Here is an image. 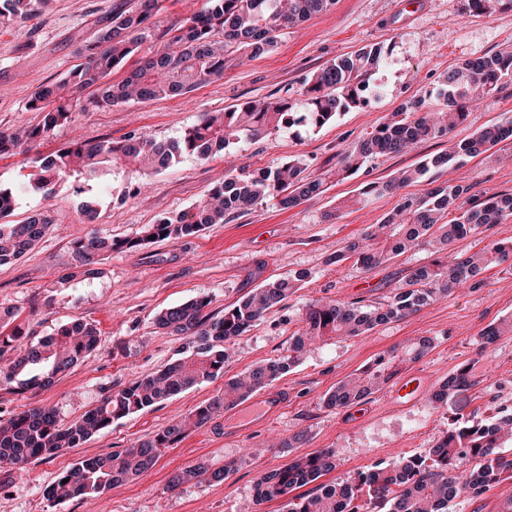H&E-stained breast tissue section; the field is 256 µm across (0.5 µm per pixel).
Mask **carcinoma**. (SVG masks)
Segmentation results:
<instances>
[{"label":"carcinoma","instance_id":"carcinoma-1","mask_svg":"<svg viewBox=\"0 0 512 512\" xmlns=\"http://www.w3.org/2000/svg\"><path fill=\"white\" fill-rule=\"evenodd\" d=\"M49 2L0 0V26L27 19ZM333 2L207 0L201 12L166 30L168 39L163 48L145 51L141 46L149 36L150 20L158 11L159 0H137L129 10L111 12L103 17L92 39L80 44L79 54L85 62L32 94L35 105L31 109L39 113L38 122L0 131V157L26 153L50 139L57 129L71 122L77 109L84 108V93L90 88L94 89L91 103L98 108L183 96L211 79L223 77L224 71L234 67L241 56H256L274 47L281 30L326 11ZM139 52L142 56L138 66L120 83H112V71ZM387 55L384 46L377 44L329 62L307 81L303 112L294 111V104L286 98L251 101L208 113L176 138L159 140L133 133L121 141L71 143L35 158L29 185L46 199L53 197L58 185H71L81 196L80 220L93 224L99 206L97 194L92 192L93 183L103 178L117 179L127 170L147 177L187 158L207 160L231 144L251 143L283 129L284 119L290 115L296 117L298 125L322 127L341 112L361 106L358 83L371 79ZM511 85L512 45L448 71L437 92V97L444 99L443 109L425 111L424 102L419 99L388 113L336 169L313 177L306 173L300 160L288 159L262 169L257 176L249 166H240L189 210L160 218L136 238L114 239L93 233L76 241L75 267L85 278H94L100 274L104 256L112 252L147 244L151 236L156 240L194 236L270 196L278 198L282 208H294L324 193L332 175L348 178L371 159L405 153L421 141L449 134L470 113L489 106ZM508 139L512 140V120L482 127L471 138L452 144L447 152L412 170L399 172L385 184H365L362 193L398 191L431 167L475 157ZM470 190L471 187L450 180L430 189L421 199L404 200L384 223L374 224L349 240L330 262L352 259L367 270L433 240L447 247L512 217V193L494 194L481 201L470 195ZM15 201L16 190L0 185V264L36 249L54 224V217L44 211L33 213L21 224L6 221ZM511 258L512 245L492 243L471 254L450 255L414 268L405 286L378 306L360 300L309 302L299 313L302 329L293 336L287 355L256 365L242 378L225 381L222 393L199 406L187 419L168 425L134 447L73 463L47 485V499L62 504L100 494L139 477L155 466L162 449L175 447L192 429L237 407L288 372L306 347L329 337L363 336L376 326L405 319L451 295L487 268ZM304 278L305 274L299 272L264 283L224 308L220 317L207 312L210 300L206 296L160 312L156 326L183 341L181 357L155 374L105 394L95 407L67 425L60 423L53 408L31 407L6 418L0 416V466L21 471L31 462L77 447L117 419L216 378L224 373V343L248 331ZM16 320L15 314L6 321L0 320V352L27 335ZM509 334L512 320L504 319L484 331V344H493ZM99 341L94 324L83 320L64 323L53 335L30 342L13 361L1 367L0 381L10 383L22 375L26 388H46L57 374L95 350ZM430 347V340L422 337L391 348L358 375L339 382L324 397L325 406L343 408L367 398L392 382L404 365L423 357ZM479 384L473 367L466 365L448 377L433 399L445 404L459 391ZM506 431L512 432V411H503L490 421L462 417L430 450V460L403 458L391 468L376 464L352 482L322 483L310 493H300L298 489L328 475L336 464L328 452L301 456L281 469L260 475L255 499L260 504L286 498L287 512H374L377 507L387 512H447L448 501L479 496L503 477L512 476V457L498 451ZM229 472L228 465L214 470L201 464L190 466L174 472L169 487L176 489L193 481L221 482Z\"/></svg>","mask_w":512,"mask_h":512}]
</instances>
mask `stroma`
<instances>
[{"mask_svg":"<svg viewBox=\"0 0 512 512\" xmlns=\"http://www.w3.org/2000/svg\"><path fill=\"white\" fill-rule=\"evenodd\" d=\"M134 0H51L45 12L0 27V130L38 120L28 101L39 87L65 76L81 62L76 34L91 37L107 13ZM206 0H159L160 9L146 44L163 47L161 34L171 24L203 10ZM381 44L389 52L375 79L382 92L371 106L339 114L320 128L295 127L252 143L232 146L208 161L187 159L141 180L132 173L99 193L97 226L80 221V197L69 186L57 187L51 202L27 191L16 199L10 217L19 224L51 205L55 222L39 247L0 265V307L18 310L19 320L42 338L62 323L85 320L96 325L95 351L45 389L25 390L18 383L0 387V409L28 406L56 409L62 422L79 418L103 390H120L178 358L176 337L155 325L164 309L206 295L210 313L223 315L252 288L295 272L305 279L293 293L246 333L226 342L222 377L202 382L170 398L129 414L78 447L27 465L25 471L0 468V512H283L284 500L254 505V485L264 472L293 458L329 450L336 468L331 476L349 481L381 464L409 456H428L454 419L475 415L487 420L496 408L512 410V335L484 345L490 324L512 318V265L484 271L478 287H465L401 321L379 325L365 335L328 339L313 345L299 364L274 380L290 400L274 420L246 434H228L223 418L192 429L177 447L165 449L157 464L137 479L104 494L63 504L48 501L46 486L64 468L130 447L164 427L187 418L224 389L226 379L288 352L301 324L298 312L309 301L382 302L401 287L412 269L430 262L423 248L363 270L332 257L346 241L383 222L402 198L423 196L447 179L471 186L486 197L512 192V143L499 144L450 170L429 169L396 193L363 194L367 182H384L406 167L444 153L449 140L470 137L481 127L512 118V97L471 113L451 138L438 137L398 155L365 163L354 177L335 179L329 189L292 209L267 198L225 224H214L185 238H168L105 256L96 279L75 274L72 247L91 229L122 239L136 236L159 217L188 210L240 165L260 169L299 159L309 174L335 168L357 142L403 104L420 99L439 109L436 90L449 68L512 44V0H494L490 13L475 15L465 0H336L328 11L283 30L268 52L243 58L224 76L171 99L131 102L100 109L87 106L40 146L47 155L76 141L119 140L130 133L172 138L207 113L248 102L285 97L303 110V82L336 57ZM71 280L57 287L63 275ZM425 337L428 353L413 367L428 377L429 391L414 404L398 407L379 389L363 400V418L325 407L324 396L349 375L363 370L395 345ZM470 363L480 383L459 403H434L430 393L463 364ZM307 437L297 447L283 442L297 432ZM200 463L231 464L224 481L169 489L177 469ZM512 506V478L476 498H457L447 512H505Z\"/></svg>","mask_w":512,"mask_h":512,"instance_id":"35a3bbf8","label":"stroma"}]
</instances>
